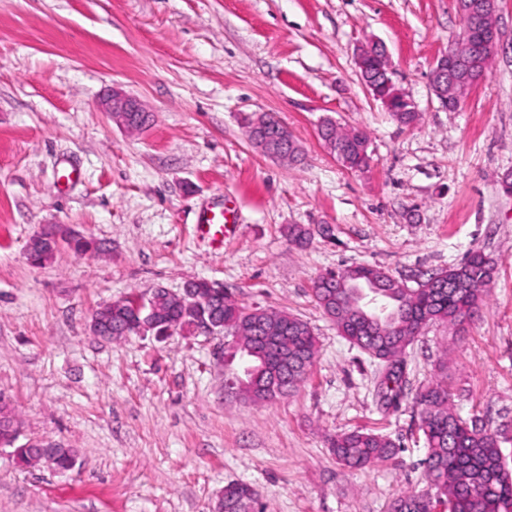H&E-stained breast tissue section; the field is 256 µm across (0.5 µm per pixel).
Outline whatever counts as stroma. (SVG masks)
Returning a JSON list of instances; mask_svg holds the SVG:
<instances>
[{"instance_id": "obj_1", "label": "stroma", "mask_w": 512, "mask_h": 512, "mask_svg": "<svg viewBox=\"0 0 512 512\" xmlns=\"http://www.w3.org/2000/svg\"><path fill=\"white\" fill-rule=\"evenodd\" d=\"M498 24L488 77L449 112L429 73L461 28L454 0H0V397L23 422L0 447V512H213L232 481L265 512H388L427 487L412 398L441 377L512 467V0ZM376 40L412 126L361 85L355 54ZM115 86L151 112L146 129L99 111ZM254 112L287 126L299 162L248 140ZM326 118L368 133V168L327 151ZM224 207L237 229L219 243L197 224ZM292 224L314 229L308 244L288 240ZM50 225L106 250L31 265L25 246ZM474 249L496 264L479 311L426 327L404 397L383 406L380 362L338 335L315 280L370 264L410 284ZM199 279L309 322L318 356L292 396L227 397L220 336L89 329L108 302ZM357 427L400 452L343 466L328 438ZM33 441L72 449L74 467L21 465Z\"/></svg>"}]
</instances>
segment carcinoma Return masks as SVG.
I'll return each instance as SVG.
<instances>
[{"mask_svg":"<svg viewBox=\"0 0 512 512\" xmlns=\"http://www.w3.org/2000/svg\"><path fill=\"white\" fill-rule=\"evenodd\" d=\"M319 136L339 148L342 164L354 171L369 165V137L359 128L346 129L328 121ZM311 228L288 226V239L304 245ZM495 272L494 261L480 250L471 251L460 264L436 271L410 288L385 269L359 264L327 272L314 282L317 306L334 323L340 336L370 357L394 366L382 377L378 396L387 407L398 406L404 397L407 363L405 351L431 323L463 327L478 312ZM195 293L206 296L204 306L179 309L169 301L144 302L134 309L136 297L121 300L112 309V322L101 335L121 338L136 335L145 324L149 333L183 332L196 319L224 322L229 336L238 338V350L225 354L231 364L245 361V378L227 372L225 388L251 390L253 402L276 401L294 392L306 379L317 357V338L303 319L275 309H250L222 288L206 280L194 283ZM281 368L287 377L283 391L268 399L261 383L267 371ZM452 394L445 380L420 388L418 431L424 438L423 459L428 488L395 498L388 512H512V470L500 446V435L465 421L451 407ZM330 448L336 460L351 469H363L392 459L399 446L390 438L362 429L336 435ZM224 512H263L258 493L249 485L231 482L224 486Z\"/></svg>","mask_w":512,"mask_h":512,"instance_id":"cac0c4a2","label":"carcinoma"}]
</instances>
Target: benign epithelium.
<instances>
[{"label": "benign epithelium", "instance_id": "obj_1", "mask_svg": "<svg viewBox=\"0 0 512 512\" xmlns=\"http://www.w3.org/2000/svg\"><path fill=\"white\" fill-rule=\"evenodd\" d=\"M498 2L499 0H456L457 12L471 18L473 25L456 35L448 50L438 56L433 63L430 86L441 106L445 107L450 103L456 107L460 106L468 93L479 83V80L471 77L467 59L475 43L479 45L480 50L488 54L494 52L499 44ZM373 50L379 54L382 62L380 74L386 79L390 78L393 74L392 64L385 47L380 43H374L370 48L359 49L356 55L357 66L363 67L366 56ZM100 108L126 130L135 129L140 124L137 120L138 113L146 111L141 101L119 88L112 89V94L100 101ZM42 241L49 243L51 250L57 252L68 246L69 231L57 226L45 228L29 239L27 248L30 249L34 243ZM167 299L183 309L201 303L189 284L180 293H167ZM18 433L13 414L8 410L0 412V444L11 443Z\"/></svg>", "mask_w": 512, "mask_h": 512}]
</instances>
